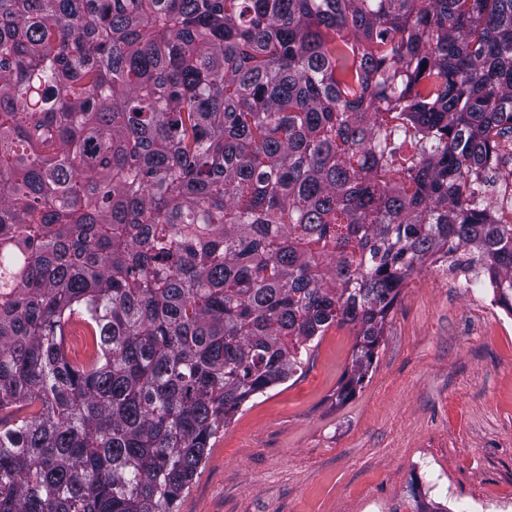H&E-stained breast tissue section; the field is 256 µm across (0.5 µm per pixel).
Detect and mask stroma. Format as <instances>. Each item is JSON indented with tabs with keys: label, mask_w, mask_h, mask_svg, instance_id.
<instances>
[{
	"label": "stroma",
	"mask_w": 512,
	"mask_h": 512,
	"mask_svg": "<svg viewBox=\"0 0 512 512\" xmlns=\"http://www.w3.org/2000/svg\"><path fill=\"white\" fill-rule=\"evenodd\" d=\"M355 342L329 328L305 373L245 403L174 512H512V313L491 289L418 269L340 402Z\"/></svg>",
	"instance_id": "stroma-1"
}]
</instances>
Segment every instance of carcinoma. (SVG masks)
I'll list each match as a JSON object with an SVG mask.
<instances>
[{"mask_svg": "<svg viewBox=\"0 0 512 512\" xmlns=\"http://www.w3.org/2000/svg\"><path fill=\"white\" fill-rule=\"evenodd\" d=\"M509 136L512 0H0V512H174L334 325L347 399L429 260L512 313ZM503 158L509 159L508 164L504 165L500 162ZM487 193L495 202L502 224L512 223V139L499 142L497 161L485 170L475 184V199ZM490 197L486 196L479 201L480 206L489 212L493 209Z\"/></svg>", "mask_w": 512, "mask_h": 512, "instance_id": "carcinoma-1", "label": "carcinoma"}]
</instances>
